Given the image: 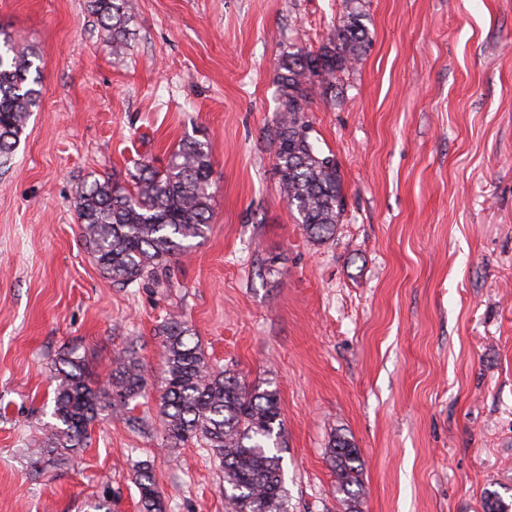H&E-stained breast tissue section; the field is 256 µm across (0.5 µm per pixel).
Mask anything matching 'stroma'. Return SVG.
Instances as JSON below:
<instances>
[{
  "mask_svg": "<svg viewBox=\"0 0 512 512\" xmlns=\"http://www.w3.org/2000/svg\"><path fill=\"white\" fill-rule=\"evenodd\" d=\"M131 2L116 57L88 0H0V31L35 48L42 85L0 171V512H139L143 463L167 512H225L209 449L161 434L156 328L175 310L212 365L277 389L288 512H347L336 431L363 463L358 512L512 499V0ZM354 4L371 42L304 112L344 196L316 243L278 191L275 70ZM188 137L211 149L206 239L156 283L107 282L78 188L164 164ZM71 348L100 384L133 352L147 430L96 422L79 457L37 467Z\"/></svg>",
  "mask_w": 512,
  "mask_h": 512,
  "instance_id": "35a3bbf8",
  "label": "stroma"
}]
</instances>
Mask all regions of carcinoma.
Segmentation results:
<instances>
[{"label": "carcinoma", "mask_w": 512, "mask_h": 512, "mask_svg": "<svg viewBox=\"0 0 512 512\" xmlns=\"http://www.w3.org/2000/svg\"><path fill=\"white\" fill-rule=\"evenodd\" d=\"M91 13L110 35L112 54L128 48L129 0H89ZM366 14L349 12L317 52L290 49L279 60L277 84L281 118L273 135L280 197L295 209L315 242L336 232L343 212L341 175L319 160L321 149L298 137L304 112L336 74L361 59L370 42ZM35 54L19 53L6 35L0 45V165L16 149L20 134L41 98ZM212 164L206 140L187 138L159 169L142 162L128 178L91 175L76 195L77 222L103 278L120 285L156 279L167 264L186 254L191 241L204 239L211 223ZM163 337L160 425L171 447L196 441L209 448L224 469L227 512H288L280 448L283 438L278 392L248 388L206 359L188 321L179 314L158 329ZM52 416L58 421L44 445L30 451L35 461H65L79 455L100 418L122 416L143 428L132 411L145 380L133 355L120 356L103 386L91 380L85 360L67 350L55 361ZM336 491L355 499L361 460L355 444L336 432L329 442ZM140 512H166L149 465L135 477Z\"/></svg>", "instance_id": "carcinoma-1"}]
</instances>
